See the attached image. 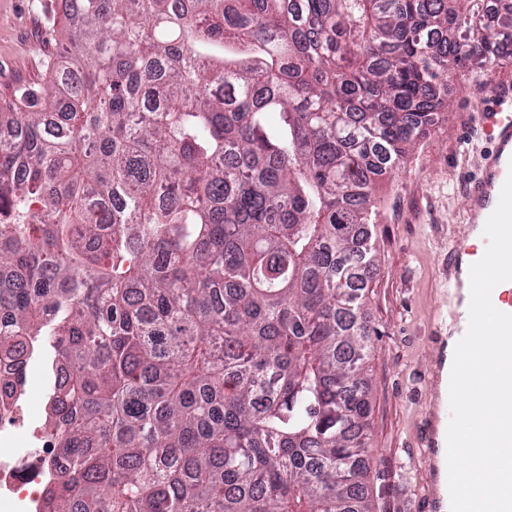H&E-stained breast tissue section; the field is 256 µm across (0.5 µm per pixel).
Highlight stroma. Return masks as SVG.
I'll return each instance as SVG.
<instances>
[{"label":"stroma","instance_id":"stroma-1","mask_svg":"<svg viewBox=\"0 0 512 512\" xmlns=\"http://www.w3.org/2000/svg\"><path fill=\"white\" fill-rule=\"evenodd\" d=\"M65 0H0V110L16 111L21 88L44 90L48 62L65 37ZM488 86L460 75L448 78V117L411 151L401 174L377 194L372 241L378 267L366 294L376 328L367 363L370 379V469L365 478L371 512H432L435 477L422 423L449 410L437 392L440 358L452 328L448 277L458 247L474 229L467 189L494 149L483 127L512 64L493 69ZM55 353L35 347L25 401L45 422Z\"/></svg>","mask_w":512,"mask_h":512}]
</instances>
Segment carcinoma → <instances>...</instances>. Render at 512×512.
<instances>
[{
  "instance_id": "obj_1",
  "label": "carcinoma",
  "mask_w": 512,
  "mask_h": 512,
  "mask_svg": "<svg viewBox=\"0 0 512 512\" xmlns=\"http://www.w3.org/2000/svg\"><path fill=\"white\" fill-rule=\"evenodd\" d=\"M0 112V363L46 512H370L377 182L512 60L485 0H79ZM54 356L48 345H39L28 366L27 361L23 365L28 379L24 395L27 408L42 425L47 417L49 367ZM17 376V367L0 365V512H44L42 489L56 478L52 467L56 444L53 435L37 425L21 405L19 395L14 394Z\"/></svg>"
}]
</instances>
